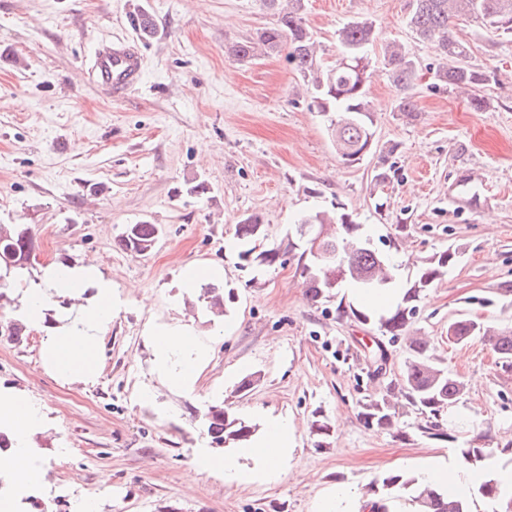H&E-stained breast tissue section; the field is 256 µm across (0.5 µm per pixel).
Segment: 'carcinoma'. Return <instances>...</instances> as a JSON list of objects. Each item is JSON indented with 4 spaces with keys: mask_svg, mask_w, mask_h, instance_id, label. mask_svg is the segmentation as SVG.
Listing matches in <instances>:
<instances>
[{
    "mask_svg": "<svg viewBox=\"0 0 512 512\" xmlns=\"http://www.w3.org/2000/svg\"><path fill=\"white\" fill-rule=\"evenodd\" d=\"M277 19L264 27L256 36L233 45L230 52L239 61H251L262 55L278 53L288 46L287 61L310 87L313 103L327 118L328 131L340 157L354 163L364 157L362 150L372 130L373 107L367 100L365 88L372 77L374 44L378 34L368 19L344 23L336 31L339 56L335 64L324 68L317 59L312 35L305 18L304 0H265ZM468 19L477 22L485 31L512 38V0H411L407 25L422 41H435L442 52V61L433 69L432 88L448 87L464 90L470 95L474 110L488 106L482 89L490 79L489 73L471 63L467 42L454 37L450 24L454 20ZM130 23L144 40L155 34L152 15L143 7L136 6L130 14ZM384 67L392 82L402 91L397 104L400 112L416 111L413 90L419 77V62L405 47L396 43L382 46ZM337 224L340 232L321 242L325 250L339 251L344 258L345 282L361 294L376 293L387 288L393 281L391 271L395 265L372 247L370 240L356 235L359 225L350 215L338 216L317 212L303 217L298 228L307 223ZM159 235L154 224H128L121 234L120 244L131 254L143 255L151 251ZM237 238L246 246L241 257L258 266H271L278 258V250L263 248L264 230L261 218L247 217L238 225ZM34 243L31 228L15 224L0 231V300L8 297L12 286L25 280L26 267L8 268L7 261L15 251H21ZM455 260V253L444 251L424 267L418 278L408 288L400 302L380 318V328L393 337L402 334L408 321L416 312L413 302L420 293L432 285ZM302 277L311 299L315 302L330 298L334 290L325 286L324 276L308 271L303 266ZM198 300L212 307L223 302L219 288L213 284L201 287ZM448 328L467 340L472 336L488 338L502 366L512 367V329L492 330L483 323L470 319L452 322ZM429 346L424 341L410 344L411 354L405 364L398 384L399 396L427 417L437 418L442 411L457 402L463 391V382L448 370L435 365L429 358ZM364 420L380 429L394 425L399 412L392 401L384 397L363 404ZM200 432L210 443L228 445L249 440L257 431V425L238 418L224 410L222 405H210L199 416ZM376 495L372 512H387V501L400 493L410 495L422 507V512H469V504L448 497L434 489L415 485V479L400 474L386 475L376 480L371 488ZM479 495L493 506L492 512H512V497H505L497 483L486 480L478 487Z\"/></svg>",
    "mask_w": 512,
    "mask_h": 512,
    "instance_id": "obj_1",
    "label": "carcinoma"
}]
</instances>
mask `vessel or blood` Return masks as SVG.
<instances>
[{"instance_id":"b4317fda","label":"vessel or blood","mask_w":512,"mask_h":512,"mask_svg":"<svg viewBox=\"0 0 512 512\" xmlns=\"http://www.w3.org/2000/svg\"><path fill=\"white\" fill-rule=\"evenodd\" d=\"M144 75V60L140 51L127 39L119 38L99 47L91 61L89 78L109 92L113 98H123L138 85Z\"/></svg>"}]
</instances>
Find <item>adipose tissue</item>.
I'll return each mask as SVG.
<instances>
[{
  "instance_id": "obj_1",
  "label": "adipose tissue",
  "mask_w": 512,
  "mask_h": 512,
  "mask_svg": "<svg viewBox=\"0 0 512 512\" xmlns=\"http://www.w3.org/2000/svg\"><path fill=\"white\" fill-rule=\"evenodd\" d=\"M58 287L69 294L87 295L80 306L73 331L52 336L44 350L45 364L58 374L89 380L98 370V338L110 324L113 292L110 283L93 272L70 270L67 278L58 280ZM156 371L171 387L190 388L194 370L207 354L206 345L187 326L161 325L152 332ZM0 421L11 426L20 441L19 447L0 452V473L14 476L27 484L41 480L21 444L41 429L43 416L39 407L17 392L0 391ZM293 429L287 420L272 419L253 447L240 448L216 458L207 449H197L193 474L205 467L220 468L227 484H240L258 478L281 474L294 451ZM414 477L419 485H432L442 490L463 494L472 490L484 476H491L504 494L512 493V465H503L500 458L486 461L483 469L467 464L460 454L443 451L413 463Z\"/></svg>"
}]
</instances>
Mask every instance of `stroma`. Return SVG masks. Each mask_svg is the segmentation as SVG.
I'll return each instance as SVG.
<instances>
[{"label": "stroma", "instance_id": "1", "mask_svg": "<svg viewBox=\"0 0 512 512\" xmlns=\"http://www.w3.org/2000/svg\"><path fill=\"white\" fill-rule=\"evenodd\" d=\"M409 3L305 0L324 62L336 59L337 28L368 18L380 43L407 46L420 64L409 116L374 55V145L347 164L285 54L231 55L274 23L262 0H0V224L31 228L30 280L50 266L92 267L116 300L88 382L43 364L60 299L16 338L12 312L0 313V389L24 393L43 414L29 437L40 499L26 512H80L88 500L96 512H314L317 493L336 484L368 500L374 480L403 473L409 459L512 444V368L480 337L448 340L461 319L512 328V41L453 22L472 63L490 74V104L473 110L466 94L431 89L440 53L407 26ZM137 5L156 24L146 42L129 21ZM121 37L138 43L145 77L115 100L86 70ZM316 211L350 214L396 265L401 289L429 259L456 252L421 293L404 337L360 323L339 298L310 300L294 224ZM251 215L280 253L273 266L239 256L235 231ZM142 221L160 235L135 256L119 239ZM203 268L219 270L230 294L222 317L181 286ZM174 322L209 347L190 392L153 369L151 330ZM410 336L428 337L435 362L464 383L442 415L447 439L423 433L426 417L404 406L389 431L360 416L399 379ZM247 376L253 386L238 391ZM144 388L154 402L139 400ZM219 402L256 424L288 420L295 451L285 473L229 485L215 469L188 480L195 450L209 445L192 417Z\"/></svg>", "mask_w": 512, "mask_h": 512}]
</instances>
